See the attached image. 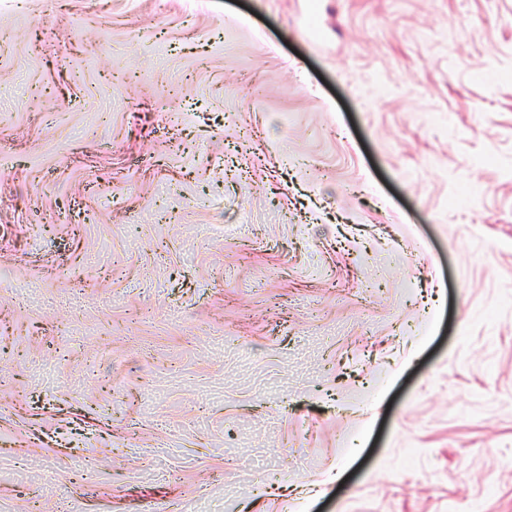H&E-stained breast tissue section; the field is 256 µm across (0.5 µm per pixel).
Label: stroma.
I'll list each match as a JSON object with an SVG mask.
<instances>
[{
	"label": "stroma",
	"mask_w": 512,
	"mask_h": 512,
	"mask_svg": "<svg viewBox=\"0 0 512 512\" xmlns=\"http://www.w3.org/2000/svg\"><path fill=\"white\" fill-rule=\"evenodd\" d=\"M0 512H512V0H0Z\"/></svg>",
	"instance_id": "obj_1"
}]
</instances>
